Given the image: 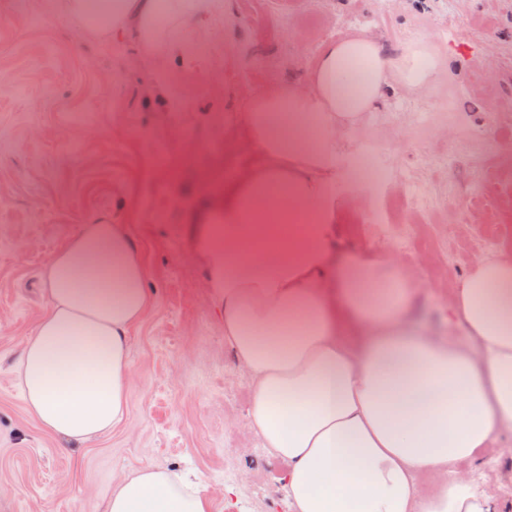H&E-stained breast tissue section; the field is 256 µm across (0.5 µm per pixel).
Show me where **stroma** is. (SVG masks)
Masks as SVG:
<instances>
[{
    "label": "stroma",
    "mask_w": 512,
    "mask_h": 512,
    "mask_svg": "<svg viewBox=\"0 0 512 512\" xmlns=\"http://www.w3.org/2000/svg\"><path fill=\"white\" fill-rule=\"evenodd\" d=\"M358 28L394 49L430 42L448 66L367 115L362 145L385 143L390 178L339 180L341 203H364L336 255L389 244L431 283L416 319L444 332L472 260L512 250V0H220L206 27L161 26L190 68L90 33L62 0H0V512H105L145 464L202 475L211 512H288L192 219L253 162L238 146L250 98L302 81L323 40ZM86 224L127 225L153 303L129 333L125 421L78 446L28 415L11 366L44 312L41 268ZM464 472L512 512V435Z\"/></svg>",
    "instance_id": "obj_1"
}]
</instances>
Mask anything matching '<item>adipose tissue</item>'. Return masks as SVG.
<instances>
[{"label": "adipose tissue", "mask_w": 512, "mask_h": 512, "mask_svg": "<svg viewBox=\"0 0 512 512\" xmlns=\"http://www.w3.org/2000/svg\"><path fill=\"white\" fill-rule=\"evenodd\" d=\"M94 30L160 39L158 12L205 24L211 0H64ZM447 65L427 42L391 55L356 29L322 43L301 83L253 97L241 136L257 161L208 204L192 254L214 290L248 417L284 467L289 512H499L457 468L512 434V252L480 257L455 289L448 333L414 325L427 282L387 249L336 260V184L351 131L400 84L426 91ZM46 309L12 371L47 431L87 443L123 423L128 335L151 305L122 224H87L40 273ZM107 512H210L202 478L150 464Z\"/></svg>", "instance_id": "ef3b65f1"}]
</instances>
